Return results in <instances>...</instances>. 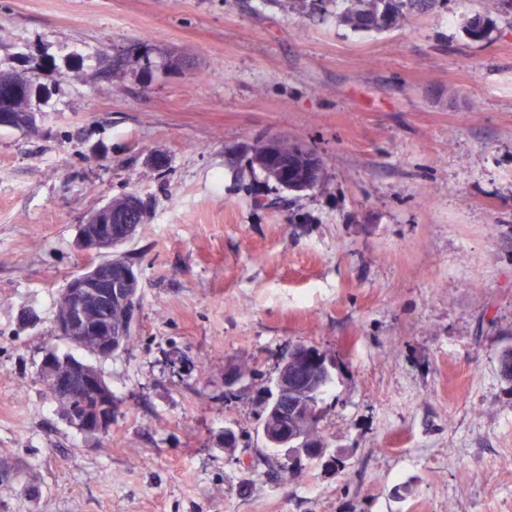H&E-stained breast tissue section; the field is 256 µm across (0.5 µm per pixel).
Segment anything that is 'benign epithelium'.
I'll return each mask as SVG.
<instances>
[{
	"mask_svg": "<svg viewBox=\"0 0 512 512\" xmlns=\"http://www.w3.org/2000/svg\"><path fill=\"white\" fill-rule=\"evenodd\" d=\"M108 206L96 210L80 226L78 244L87 254L112 252L111 261L120 262L122 258L115 250L126 243L135 233L139 222L122 225L118 231L112 230V224L106 222ZM138 277L135 271H125V287L114 288L112 282L101 280V268L98 264L87 266L85 272L68 281L65 291L72 294L75 303L70 312L55 319L58 335L75 339L82 326L84 309L91 303L99 308L107 307L113 299H122L130 310L131 318H136L139 308V287L135 286ZM73 372L60 376L52 394L59 416L69 426L89 436L104 433L112 419V392L106 381L98 374L91 373L83 366L71 364ZM274 404L278 407V416L283 425L276 431L261 427V436L270 447L283 453L284 458L294 457L305 451L303 444L306 436L288 429V417H297L298 408L288 401V357L281 358L270 387Z\"/></svg>",
	"mask_w": 512,
	"mask_h": 512,
	"instance_id": "obj_1",
	"label": "benign epithelium"
}]
</instances>
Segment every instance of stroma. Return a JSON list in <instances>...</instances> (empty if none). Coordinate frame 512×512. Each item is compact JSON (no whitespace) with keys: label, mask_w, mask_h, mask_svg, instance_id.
Returning a JSON list of instances; mask_svg holds the SVG:
<instances>
[{"label":"stroma","mask_w":512,"mask_h":512,"mask_svg":"<svg viewBox=\"0 0 512 512\" xmlns=\"http://www.w3.org/2000/svg\"><path fill=\"white\" fill-rule=\"evenodd\" d=\"M347 6L0 0V69L46 61L37 129L0 128V462L20 467L0 512H512V0L371 32ZM131 45L156 71L102 72ZM270 136L324 181L262 209L247 159ZM124 194L146 204L121 247L137 344L93 358L112 427L90 438L36 371L72 350L55 299L92 261L79 226ZM298 344L331 366L327 453L279 470L261 400Z\"/></svg>","instance_id":"obj_1"}]
</instances>
